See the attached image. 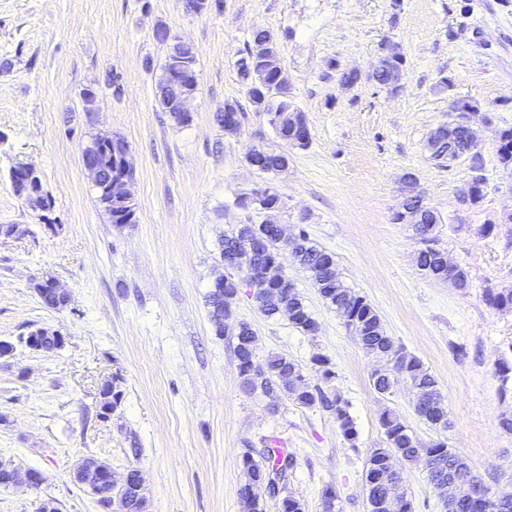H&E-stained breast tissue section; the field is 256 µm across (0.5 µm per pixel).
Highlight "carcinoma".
I'll return each instance as SVG.
<instances>
[{
  "instance_id": "carcinoma-1",
  "label": "carcinoma",
  "mask_w": 512,
  "mask_h": 512,
  "mask_svg": "<svg viewBox=\"0 0 512 512\" xmlns=\"http://www.w3.org/2000/svg\"><path fill=\"white\" fill-rule=\"evenodd\" d=\"M280 68L271 32L264 27L257 28L250 37L245 54L236 60L237 75L246 87L249 101L254 111L268 116L269 124L282 141H288V137L295 134L308 138L310 130L304 111L288 98V94L276 87V74ZM174 74L172 65L164 64L161 102L165 110L174 115L175 122L184 125L189 119L176 115L173 103L175 93L171 80ZM455 146L456 151L468 160L471 174L479 176L475 195L470 200V204L475 205L482 199L486 184L484 155L466 152L468 144L462 134L455 140ZM496 154L502 168L512 170L511 127L501 130ZM287 158L285 152L270 151L265 154L258 170L263 173L276 172ZM97 189L99 201L114 226L135 223L136 211L132 199L115 197L102 185L97 186ZM412 207L417 213V224L413 228L422 243L417 256L418 270L429 279L446 281L448 257L438 247L435 234L438 221L430 210L419 207V201H414ZM270 228L269 224L250 221L238 225L235 231L224 236L221 241L224 268L230 270V273L224 275V286L211 289L206 299L210 321L218 336L224 335V328L233 323V308L240 293V279L236 275L238 268L228 259L245 255L246 249L251 247L254 250L251 261L262 267L267 266L279 249L278 239L270 233ZM294 238L299 241L294 263L308 275L324 302L346 312L347 328L358 338L367 353L392 363L386 374L372 378L374 390L381 395L390 394L398 379H405L414 390L415 414L435 430H448V408L434 376L412 355L403 353V360H397V354L402 353V348L387 335L372 305L343 283L332 252L316 246L301 225L294 230ZM483 300L491 308L512 309V289L489 287L484 290ZM255 301L260 311L269 318L288 315L293 328L305 335L313 336L319 330L318 322L286 273L271 271L268 284L258 289ZM235 340L237 369L246 391H259L274 397L282 394L301 406H320L335 416L338 430L349 447H357V424L340 394L334 390L307 386L302 366L284 355L270 354L264 362H258V336L250 326L239 324ZM379 422L384 430L385 447L370 449L365 473L370 512H413L412 503L406 495H401L397 503L391 501V492L383 487L382 480L385 477L394 478L396 469L405 464L422 462L428 467L429 481L440 491L446 512H512V500L503 504L492 497H474L467 492L448 498L450 474L460 478L463 485L479 481L480 476L472 471L469 463L448 448L447 442L443 440L426 443L418 439L409 426L390 410L381 414ZM242 465L247 480L238 490L241 512H262L256 488L268 469L249 454L243 457ZM97 493L106 500H117L121 512H143L145 509V498L135 491L133 473L128 476L127 484L107 492L99 489Z\"/></svg>"
}]
</instances>
